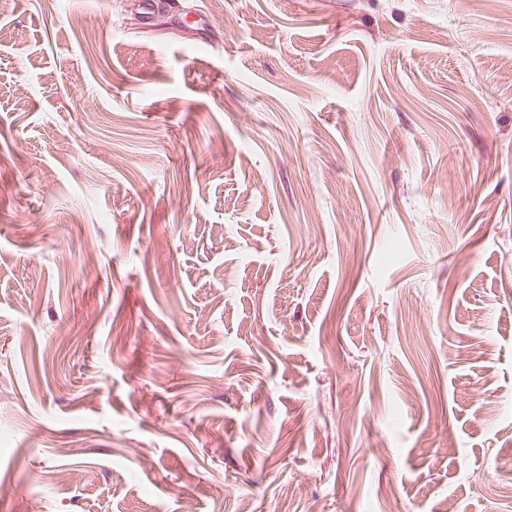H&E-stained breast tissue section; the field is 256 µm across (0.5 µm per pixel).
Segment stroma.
<instances>
[{"label":"stroma","mask_w":512,"mask_h":512,"mask_svg":"<svg viewBox=\"0 0 512 512\" xmlns=\"http://www.w3.org/2000/svg\"><path fill=\"white\" fill-rule=\"evenodd\" d=\"M0 0V512H512V0Z\"/></svg>","instance_id":"35a3bbf8"}]
</instances>
